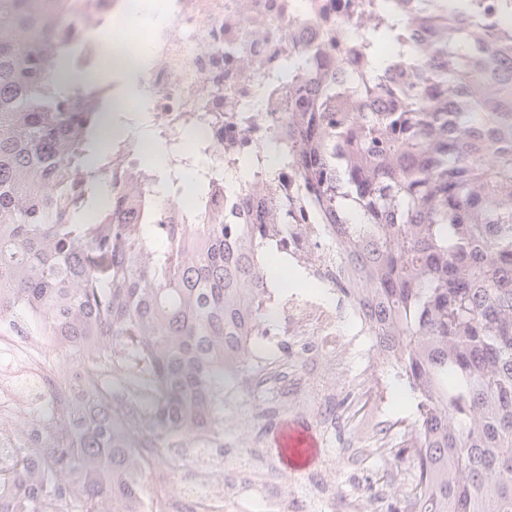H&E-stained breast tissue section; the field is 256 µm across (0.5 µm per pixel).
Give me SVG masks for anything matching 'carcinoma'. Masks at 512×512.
<instances>
[{
	"label": "carcinoma",
	"instance_id": "carcinoma-1",
	"mask_svg": "<svg viewBox=\"0 0 512 512\" xmlns=\"http://www.w3.org/2000/svg\"><path fill=\"white\" fill-rule=\"evenodd\" d=\"M74 0H0V327L53 344L52 405L13 424L0 453V512H143L144 479L176 472L193 435L221 429L220 381L246 363L266 288L269 239L284 224H190L162 215L140 167L137 211L91 208L112 161L90 165L103 101L60 94L53 39ZM448 29L420 82L386 87L371 17L360 109L332 77L294 102L277 137L313 224L334 238L353 310L408 387L420 419L396 463L409 485L387 512H512V0H441Z\"/></svg>",
	"mask_w": 512,
	"mask_h": 512
}]
</instances>
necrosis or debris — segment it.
Here are the masks:
<instances>
[{
    "mask_svg": "<svg viewBox=\"0 0 512 512\" xmlns=\"http://www.w3.org/2000/svg\"><path fill=\"white\" fill-rule=\"evenodd\" d=\"M79 11L62 15L58 42L79 47L87 63L99 58L101 30L121 44L138 33L126 29L133 0H80ZM173 7L152 33V54L144 75V112L171 146L166 166L172 173L195 170L210 187V210L234 216L241 224L264 217L277 224L281 206L302 195L294 169L281 167L270 180L247 178L250 199L236 206L225 171L254 158L288 124L294 101L313 96L315 86L289 84L286 74L304 68L339 75L346 87L368 68L358 47L362 18L375 0H171ZM280 252L308 278L333 291L344 288L342 262L321 225L296 219L276 237ZM276 329L258 326L249 342L250 366L240 381L260 385L271 395L288 390V364L272 357L279 340L317 338L321 347L345 345V317L321 297L271 296Z\"/></svg>",
    "mask_w": 512,
    "mask_h": 512,
    "instance_id": "4bbe7bcc",
    "label": "necrosis or debris"
}]
</instances>
